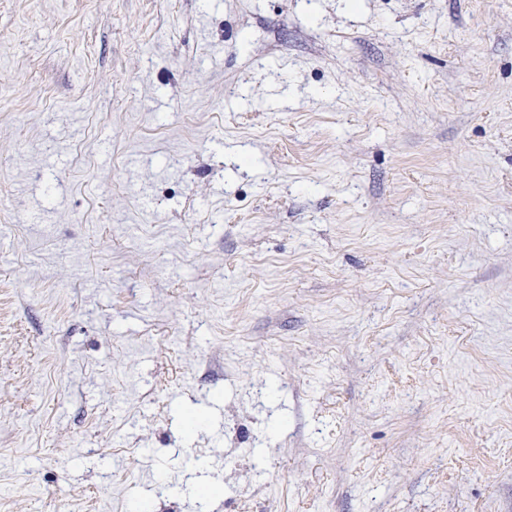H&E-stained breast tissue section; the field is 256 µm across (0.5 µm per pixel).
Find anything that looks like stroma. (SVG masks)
I'll return each instance as SVG.
<instances>
[{
	"label": "stroma",
	"mask_w": 512,
	"mask_h": 512,
	"mask_svg": "<svg viewBox=\"0 0 512 512\" xmlns=\"http://www.w3.org/2000/svg\"><path fill=\"white\" fill-rule=\"evenodd\" d=\"M142 499L512 512V0H0V512Z\"/></svg>",
	"instance_id": "1"
}]
</instances>
